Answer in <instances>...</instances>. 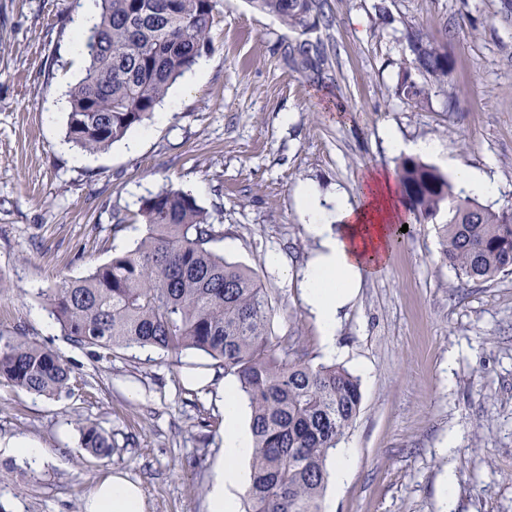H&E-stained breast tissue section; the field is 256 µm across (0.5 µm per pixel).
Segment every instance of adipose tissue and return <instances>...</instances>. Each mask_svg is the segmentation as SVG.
<instances>
[{
  "instance_id": "adipose-tissue-1",
  "label": "adipose tissue",
  "mask_w": 512,
  "mask_h": 512,
  "mask_svg": "<svg viewBox=\"0 0 512 512\" xmlns=\"http://www.w3.org/2000/svg\"><path fill=\"white\" fill-rule=\"evenodd\" d=\"M299 203L309 220L306 229L321 247L305 272L306 300L323 333L327 355H335L339 312L360 286L363 276L379 273L388 261L401 219L398 190L393 175L369 173L358 203L344 195L335 199V220L308 189H301ZM240 404L234 393L224 402V465L217 468L210 493V512H238L237 489L244 480L239 466L251 450L236 423ZM139 489L119 476L104 478L94 489L86 512H143Z\"/></svg>"
}]
</instances>
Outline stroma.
Instances as JSON below:
<instances>
[{"instance_id": "1", "label": "stroma", "mask_w": 512, "mask_h": 512, "mask_svg": "<svg viewBox=\"0 0 512 512\" xmlns=\"http://www.w3.org/2000/svg\"><path fill=\"white\" fill-rule=\"evenodd\" d=\"M81 7L0 0V334L72 367L52 398L0 383V439H35L47 453L37 467L0 454V512H84L111 475L140 487L144 512H209L235 377L192 351L93 359L41 296L132 248L142 232L133 214L168 186L208 212L215 251L258 273L273 335L360 380V413L340 442L353 451L350 476L328 482L322 512H512V274L459 276L441 254L440 212L363 277L327 358L303 288L319 243L296 197L311 186L324 202L353 201L369 171L397 172L389 127L489 173L498 193L486 206H512V15L501 0H325L333 27L306 34L329 53L319 79L284 57L298 32L249 0H217L208 68L169 89L176 110L95 154L64 141ZM413 29L453 64L419 107L396 92ZM80 421L111 435V459L82 449Z\"/></svg>"}]
</instances>
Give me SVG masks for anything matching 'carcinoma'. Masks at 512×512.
<instances>
[{
	"label": "carcinoma",
	"mask_w": 512,
	"mask_h": 512,
	"mask_svg": "<svg viewBox=\"0 0 512 512\" xmlns=\"http://www.w3.org/2000/svg\"><path fill=\"white\" fill-rule=\"evenodd\" d=\"M98 21L77 48L83 77L66 92L65 141L97 153L150 118L171 85L209 49L216 0H94ZM301 34L333 26L325 0H250ZM412 58L398 96L419 106L450 78L447 52L420 30L408 33ZM296 70L320 71L324 49L306 39L288 47ZM423 78L419 82L413 72ZM404 217L438 225L444 260L472 281L512 273V209L493 211L453 194L448 177L418 159L398 170ZM143 230L132 249L42 293L61 332L93 356L152 347L174 357L187 350L236 378L251 411L253 453L246 512H321L327 459L357 418V377L340 365L313 364L273 338V306L257 273L214 252V224L183 189L142 201ZM71 367L56 352L21 336L0 335V381L40 396L69 386ZM91 456H112V438L78 426Z\"/></svg>",
	"instance_id": "carcinoma-1"
}]
</instances>
